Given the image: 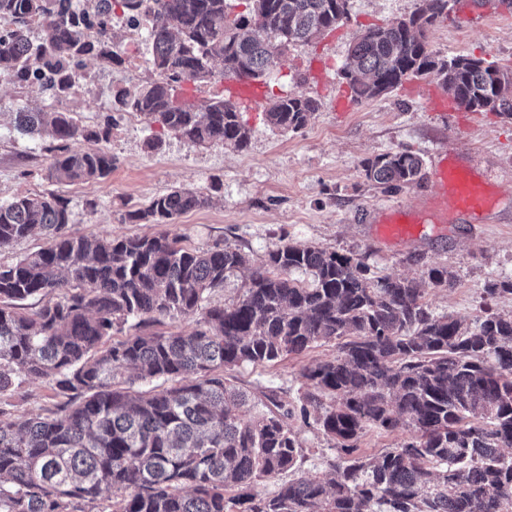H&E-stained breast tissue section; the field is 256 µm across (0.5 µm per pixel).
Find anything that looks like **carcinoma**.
<instances>
[{
    "mask_svg": "<svg viewBox=\"0 0 512 512\" xmlns=\"http://www.w3.org/2000/svg\"><path fill=\"white\" fill-rule=\"evenodd\" d=\"M229 20L228 0H0V72L38 84L53 99L80 86L85 60L109 57L119 7L127 22L162 21L148 30L159 79L119 95L125 110L193 145L247 146L238 107L214 99L196 109L175 86L222 74L256 80L283 66L288 45L335 30L348 10L337 0H244ZM422 13L368 28L343 73L359 103L410 78L435 77L458 106L512 118V66L482 58L441 59L411 33L433 26L450 0H426ZM46 37L32 42L33 27ZM316 102L291 93L266 110L274 127L304 128ZM16 127L57 142L52 173L70 181L108 176L115 159L99 148L108 128L80 127L68 112L16 113ZM421 159L407 151L364 164L380 185L414 183ZM207 204L189 189L129 209L130 224H169ZM67 203L17 196L0 203V253L35 228L39 251L0 263V396L31 378L66 398L53 416L12 419L0 410V512H512V316L487 311L471 323L429 311L414 279L372 277L360 259L294 243L268 252L229 304L207 303L246 254L226 244L196 250L165 233L113 239L68 231ZM302 273L306 278L297 277ZM446 288V268L428 270ZM51 296L27 316L18 302ZM195 319L190 332H164L166 318ZM141 334L116 338L128 323ZM336 343V356L302 368L297 405L257 397L224 372L300 355ZM164 382L149 391L114 384L121 371ZM299 417L335 442L321 475L300 473ZM370 430L411 436L377 455L359 448ZM273 481L270 494L257 485Z\"/></svg>",
    "mask_w": 512,
    "mask_h": 512,
    "instance_id": "obj_1",
    "label": "carcinoma"
}]
</instances>
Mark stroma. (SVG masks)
<instances>
[{
  "label": "stroma",
  "mask_w": 512,
  "mask_h": 512,
  "mask_svg": "<svg viewBox=\"0 0 512 512\" xmlns=\"http://www.w3.org/2000/svg\"><path fill=\"white\" fill-rule=\"evenodd\" d=\"M447 19L427 32L430 49L439 57L460 55L512 66V0H452ZM423 0H349L347 19L331 33L309 44L289 46L281 71L266 77L267 93L290 92L314 99L318 110L298 132H284L266 120V104L241 112L250 134L245 148L222 143L188 144L138 113L122 111L120 91H135L156 79L146 34L134 33L124 16H117L108 48L116 62L91 58L83 70L84 89L50 100L38 86L21 87L0 75V202L18 195L56 196L68 203L69 227L79 235L113 238L159 232L202 250L230 244L248 258L224 288L213 291L212 304L232 302L242 284L264 271L270 250L284 243L314 245L362 259L379 277L424 280L430 268H448L450 288H428L425 300L433 314H454L475 320L485 308L512 314V293L488 296L491 285L512 282V119L493 112H464L461 124L450 126L427 116L425 96L438 90L430 77L409 81L403 88L336 109V98L348 94L342 69L351 47L373 26L406 18ZM326 65L322 90L311 89L312 59ZM52 106L71 113L89 130L109 128L101 149L116 164L104 179L66 182L50 176L54 142L33 138L14 127L23 109ZM465 141L451 161L475 172L496 175L495 208L479 216L449 212L445 227L424 231L400 245L383 244L378 225L396 218L401 224H423L428 211L422 200L432 193L428 178L399 188L366 178L367 159L408 150L423 164L444 143ZM186 188L209 197V204L177 217L172 223L128 224L123 214L155 196ZM334 344L287 356L272 364L243 365L228 379L252 392L276 391L294 404L306 389L303 365L333 357ZM61 399L51 384L34 379L9 397L0 409L14 417L48 416ZM293 429L305 450L303 470L316 475L333 458L334 443L316 427L295 420Z\"/></svg>",
  "instance_id": "stroma-1"
}]
</instances>
